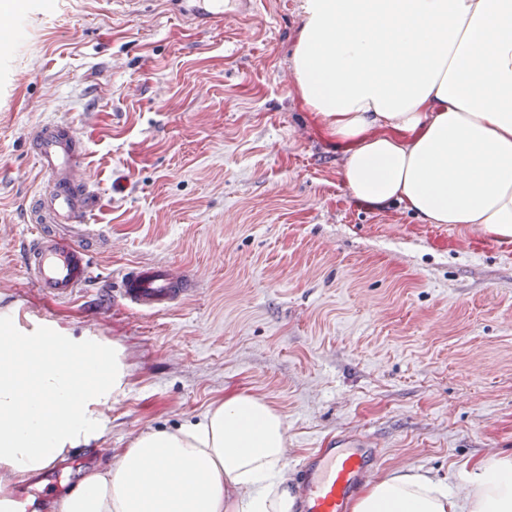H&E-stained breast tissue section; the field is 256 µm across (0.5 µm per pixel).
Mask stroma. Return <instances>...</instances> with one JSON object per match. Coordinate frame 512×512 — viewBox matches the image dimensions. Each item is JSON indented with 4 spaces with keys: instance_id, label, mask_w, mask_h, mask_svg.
Returning <instances> with one entry per match:
<instances>
[{
    "instance_id": "stroma-1",
    "label": "stroma",
    "mask_w": 512,
    "mask_h": 512,
    "mask_svg": "<svg viewBox=\"0 0 512 512\" xmlns=\"http://www.w3.org/2000/svg\"><path fill=\"white\" fill-rule=\"evenodd\" d=\"M17 2L0 41V302L119 342L131 366L68 485L235 392L284 416L290 471L341 433L374 437L380 470L453 490L478 460L512 456V244L349 197V144L294 86L301 0H252L246 16L224 0L212 31L180 0ZM49 120L81 137L112 242L68 300L35 288L22 257L24 203L46 184L25 136ZM139 262L183 267L198 288L159 313L101 304Z\"/></svg>"
}]
</instances>
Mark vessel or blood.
I'll use <instances>...</instances> for the list:
<instances>
[{
  "label": "vessel or blood",
  "mask_w": 512,
  "mask_h": 512,
  "mask_svg": "<svg viewBox=\"0 0 512 512\" xmlns=\"http://www.w3.org/2000/svg\"><path fill=\"white\" fill-rule=\"evenodd\" d=\"M30 149L48 184L25 207L32 236L24 266L33 284L57 298L69 299L88 284L92 254L101 233L90 225L91 180L85 147L73 126L49 121L32 127ZM196 280L169 263H137L123 270L118 293L128 305L156 313L190 296ZM372 437H340L303 461L296 470L299 512H348L358 484L378 464Z\"/></svg>",
  "instance_id": "b4317fda"
}]
</instances>
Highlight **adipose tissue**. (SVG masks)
I'll list each match as a JSON object with an SVG mask.
<instances>
[{
	"mask_svg": "<svg viewBox=\"0 0 512 512\" xmlns=\"http://www.w3.org/2000/svg\"><path fill=\"white\" fill-rule=\"evenodd\" d=\"M301 10L294 85L349 142L340 175L351 199L512 243V0H302ZM130 376L120 343L0 306V512H25L19 485L105 435ZM287 445L266 398L228 394L194 422L140 431L60 512H294ZM351 512H512V459L477 462L460 494L391 469Z\"/></svg>",
	"mask_w": 512,
	"mask_h": 512,
	"instance_id": "1",
	"label": "adipose tissue"
}]
</instances>
